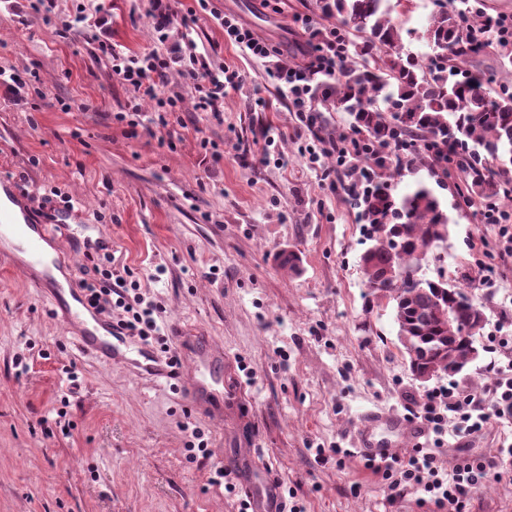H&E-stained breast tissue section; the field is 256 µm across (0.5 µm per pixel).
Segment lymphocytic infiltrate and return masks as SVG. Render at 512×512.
<instances>
[{
    "label": "lymphocytic infiltrate",
    "mask_w": 512,
    "mask_h": 512,
    "mask_svg": "<svg viewBox=\"0 0 512 512\" xmlns=\"http://www.w3.org/2000/svg\"><path fill=\"white\" fill-rule=\"evenodd\" d=\"M213 14V13H212ZM214 20L224 30L225 37L247 56L262 60L277 55L278 47L257 35L232 14L214 13ZM314 42L303 52L302 62L294 67H281L275 73L279 85L284 86L301 121H311L307 108L312 104V91L321 81L336 74L341 58V41L335 27H324L313 33ZM98 50L111 64L113 79L131 87L133 99L129 113H118V120L127 115H140L143 104L154 109L156 127H168L172 118L180 114L183 99L173 94L162 96L160 88L172 68L190 79L194 89V108L206 113L216 122L224 120V98L241 88L247 75L244 71L222 67L212 70L205 59L184 56L176 52L162 54L155 50L128 53L109 41L100 42ZM92 277L83 279L82 288L91 306L108 313L120 308L123 316L120 326L127 335L143 341L154 340L160 328L154 317L156 308L142 300H129L125 278L112 268L111 255H104L92 265ZM494 378L483 393L473 394L449 386L432 394L421 408L422 420L436 436L453 430L455 437L464 439L479 434L490 422L505 424L512 421V361L507 366L490 363ZM435 453L415 449L413 454L379 461L366 460V468L390 478L395 496L402 497L416 489L432 495L435 503L448 512H462L466 500L490 469L512 462V448H501L490 458L463 456L449 473H442Z\"/></svg>",
    "instance_id": "lymphocytic-infiltrate-1"
}]
</instances>
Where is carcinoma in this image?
<instances>
[{"instance_id": "1", "label": "carcinoma", "mask_w": 512, "mask_h": 512, "mask_svg": "<svg viewBox=\"0 0 512 512\" xmlns=\"http://www.w3.org/2000/svg\"><path fill=\"white\" fill-rule=\"evenodd\" d=\"M423 38L429 51L405 47L391 0H318L326 17L348 36L336 77L316 88L320 102L345 112L350 127L379 149L400 139L394 169L359 192L351 204L370 224L372 245L360 265L379 299L393 302L397 336L411 372L439 373L474 360L463 332L484 316L465 289L440 274L419 276L431 248L448 239V218L432 189L418 182L397 191L403 163L459 148L469 197L494 199L512 183V84L496 87L477 75L451 81L467 58L481 49L466 38L459 12L435 0Z\"/></svg>"}]
</instances>
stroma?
I'll return each mask as SVG.
<instances>
[{
    "label": "stroma",
    "mask_w": 512,
    "mask_h": 512,
    "mask_svg": "<svg viewBox=\"0 0 512 512\" xmlns=\"http://www.w3.org/2000/svg\"><path fill=\"white\" fill-rule=\"evenodd\" d=\"M276 43L281 63L300 61L312 29L330 26L317 0H214ZM434 0H402L397 17L413 51ZM152 0H112L105 19L87 11L77 30L64 25L75 0H54L50 19L30 0H0V69L27 86L0 85V175L13 177L32 205L72 199L84 224L112 240L115 266L157 304L165 332L175 326L209 336L224 349L223 418L197 413L178 378L160 383L82 354L17 264L0 257V512H239L245 490L232 468L251 457L288 504L303 512H442L430 495L391 498L388 480L363 466L360 439L382 440L406 456L436 451L451 471L462 450L496 456L499 424L442 447L425 429L420 441L386 427L389 417L421 426L427 392L456 383L473 393L489 383L488 339L512 336V254L483 220V199L465 202L462 174L449 164L405 168L403 185L423 181L450 224L425 277L445 272L484 308L478 357L459 374L430 382L410 373L393 306L372 300L360 268L367 226L340 188L322 177L332 157L310 163L300 148L349 117L316 106L307 128L271 76L225 44L209 17L193 29L173 22L167 43L154 37ZM108 36L133 53L168 46L236 66L247 83L224 101V120L194 111L192 84L171 73L164 94L184 99L180 122L157 134L116 121L132 93L95 54ZM273 143L272 163L243 153L258 128ZM222 150H201L200 140ZM293 250L301 270L286 274L276 256ZM210 458L193 450V431ZM223 478H216V469ZM462 512H512V464L492 470Z\"/></svg>",
    "instance_id": "obj_1"
}]
</instances>
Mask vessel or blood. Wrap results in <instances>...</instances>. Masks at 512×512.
Here are the masks:
<instances>
[{"instance_id": "vessel-or-blood-1", "label": "vessel or blood", "mask_w": 512, "mask_h": 512, "mask_svg": "<svg viewBox=\"0 0 512 512\" xmlns=\"http://www.w3.org/2000/svg\"><path fill=\"white\" fill-rule=\"evenodd\" d=\"M57 224L74 225L76 233L83 234L87 225L76 224L72 212L57 211L51 219L40 218L32 210L28 198L17 182L0 177V254L10 257L22 255L26 267H41L51 274V260L45 250L54 241L53 227ZM52 308L60 313L73 341L86 355L102 358L130 368L155 380L169 379L174 370L148 344L131 343L121 336L115 323L100 315L90 306L75 269H68L63 282L57 283L49 294ZM173 343L180 352L192 353L195 373L185 381L189 401L199 412L222 416L224 412V352L203 336H175ZM252 512H277L278 492L268 482H250L246 486Z\"/></svg>"}]
</instances>
